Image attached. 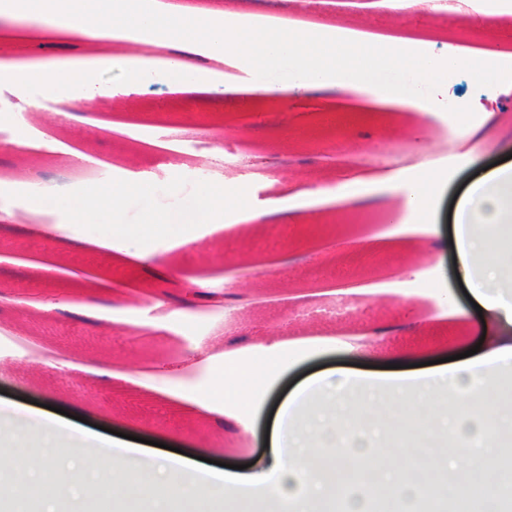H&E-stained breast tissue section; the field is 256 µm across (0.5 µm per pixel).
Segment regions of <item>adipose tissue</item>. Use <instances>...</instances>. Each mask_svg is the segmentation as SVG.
<instances>
[{"mask_svg": "<svg viewBox=\"0 0 512 512\" xmlns=\"http://www.w3.org/2000/svg\"><path fill=\"white\" fill-rule=\"evenodd\" d=\"M24 18L53 28L78 22L84 38L105 41L114 31L149 29L174 51L164 69L172 84L205 83L204 70L186 59L197 45L211 57L233 58L259 77L291 68L295 80L268 86L275 95L305 91L338 93L382 89L384 102L416 108L423 115L448 109V77L466 74L481 82L486 99H495L497 80L512 74L503 56L492 50L456 49L452 56L411 53L399 39L329 40L318 28L281 25L273 29L231 26L221 9L178 17L142 12L137 0H110L107 10L83 0H6L0 17ZM61 59L0 75L6 89L27 110V88L38 83L48 99L78 85L84 101L110 95L91 77L107 66ZM437 171L399 170L389 187L406 211L426 224L431 235ZM323 187L308 188L256 206L240 198L233 183H222L202 204L199 224H246L294 208L329 200ZM452 247L458 276L482 309L479 327L483 351L453 363L418 370L366 373L350 369L317 374L296 386L274 419L268 459L255 471L206 468L184 455L155 457L139 443L86 431L47 410L0 405V483L22 490L34 502L70 512H85L89 499L109 512H128L129 498L161 505L162 512H366L362 500L345 497L351 484L378 487L421 512L436 480L415 460L426 454L439 416H447L457 436L448 446V475L455 500L474 493L494 500L489 476L499 473L501 440L512 434L504 405L512 406V162L502 163L470 182L454 215ZM276 348L263 359H241L232 352L213 355L209 382L191 401L236 431L260 409L256 398L284 370Z\"/></svg>", "mask_w": 512, "mask_h": 512, "instance_id": "obj_1", "label": "adipose tissue"}]
</instances>
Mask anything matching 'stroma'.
<instances>
[{
	"label": "stroma",
	"mask_w": 512,
	"mask_h": 512,
	"mask_svg": "<svg viewBox=\"0 0 512 512\" xmlns=\"http://www.w3.org/2000/svg\"><path fill=\"white\" fill-rule=\"evenodd\" d=\"M220 1L231 23L269 17L299 26L359 28L370 39L426 41L440 56L452 52L464 33L473 48L512 52V14L489 23L457 17L397 22L380 13L377 0H321L309 12L298 10L295 0ZM59 51L78 60L110 58L111 66L97 73L109 87L123 81L127 61L136 56L119 38L94 42L18 20L0 23L2 67L44 63ZM191 63L208 69L210 86L236 88L241 106L216 108L193 86L158 80L144 83L135 95L92 103L72 93L61 100L64 116L44 119L36 113L19 128L31 147L0 146V209L27 205L26 183L41 186L51 199L28 229L0 230V328L12 330L30 350L25 356L0 343V399L51 405L91 425L242 465L264 453L272 414L294 385L312 373L358 361L322 346L303 361H289L267 390L251 431L229 433L181 400L198 382L191 362L214 352L217 335L247 336L249 355L256 358L263 345L285 336H369L377 326L393 323L399 332L377 338L373 351L392 363L408 357L416 364L478 344L473 316L446 314L420 289L369 295L363 288L437 267L449 288L461 293L446 235L451 212L465 182L512 154V90L492 104L498 127L490 142L471 146L470 163L440 189L435 222L441 234L437 246L425 252L423 237L411 225L386 221L377 209L344 219L339 203L214 233L183 223V215L196 210L219 180L234 182L245 197L260 192L266 201L316 184L333 188L349 178L375 184L391 169L373 168L370 154L407 156L420 150L441 157L449 130L447 120L384 104L370 92L321 99L303 92L278 99L263 93L250 71L228 70L225 61L205 52L194 54ZM178 122L195 124L199 136L184 141L170 164L157 165V154L167 147L163 136ZM271 151L285 183L271 181L268 171L248 162ZM217 160L224 163L220 176L211 167ZM131 174L142 177L143 189L121 211H90L82 223H68L79 198L118 188ZM48 224L65 225L67 233L90 243L70 247L64 236L46 235ZM119 224L131 228L126 255L99 244ZM178 238L183 246H175ZM159 263L169 266L167 279L148 276V268ZM199 281L243 290L247 320L228 321L200 301L177 313L175 299ZM55 302L74 306V313L48 318L44 307ZM87 305L110 306L114 313L91 323L77 313ZM48 348L60 353L65 368L32 361V354Z\"/></svg>",
	"instance_id": "obj_1"
}]
</instances>
